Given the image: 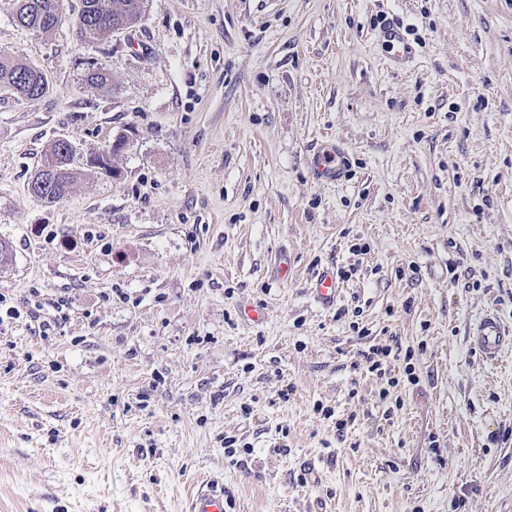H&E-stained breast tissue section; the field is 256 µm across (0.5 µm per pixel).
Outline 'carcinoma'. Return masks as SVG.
Listing matches in <instances>:
<instances>
[{
    "label": "carcinoma",
    "mask_w": 512,
    "mask_h": 512,
    "mask_svg": "<svg viewBox=\"0 0 512 512\" xmlns=\"http://www.w3.org/2000/svg\"><path fill=\"white\" fill-rule=\"evenodd\" d=\"M11 15L22 27L42 33L54 31L64 20L62 0H11ZM145 0H81L78 14L80 36L87 41H104L117 29H128L140 22ZM0 89L30 100L50 91L47 75L0 52ZM49 156L57 157L59 172L42 183L29 181L28 190L37 199L58 202L66 198L77 178L72 168L73 153L56 141Z\"/></svg>",
    "instance_id": "cac0c4a2"
}]
</instances>
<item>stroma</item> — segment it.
<instances>
[{
	"label": "stroma",
	"instance_id": "35a3bbf8",
	"mask_svg": "<svg viewBox=\"0 0 512 512\" xmlns=\"http://www.w3.org/2000/svg\"><path fill=\"white\" fill-rule=\"evenodd\" d=\"M64 5L44 35L0 0V51L50 81L0 91V512H182L201 477L234 512H512V347L468 340L512 327V0H147L103 43ZM121 136L118 177L87 165ZM59 139L78 177L48 203ZM381 38L389 48L390 59L400 66H405L412 59V48L405 40L401 26L393 19L387 20L381 29ZM56 156L58 158V162L60 165V170L56 174V169L58 163L56 160L49 161L51 157ZM73 153L64 143V141L58 140L56 141L46 160V166L41 170L40 180H46L42 184H39L38 181H33L35 176L39 173L40 169L43 167V164L39 169L35 171L32 175L31 180L28 183L29 192L37 199L47 202H58L62 201L66 198L74 185V182L77 178V172L71 167L72 165ZM53 174L54 179H49ZM49 179V180H47ZM344 155V150L338 145L336 147L318 149L313 154L311 160L315 179L328 185L342 182L346 178L347 173ZM311 293L314 301L324 309H331L341 295L340 283L333 267L318 270L312 279ZM470 345L486 361H498L503 350L512 346V329L493 311H486L469 331Z\"/></svg>",
	"mask_w": 512,
	"mask_h": 512
}]
</instances>
